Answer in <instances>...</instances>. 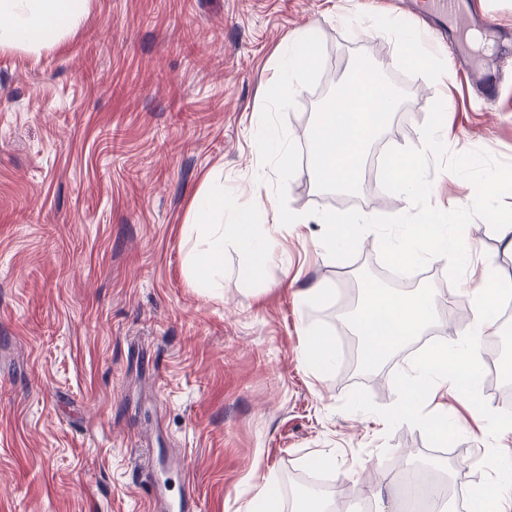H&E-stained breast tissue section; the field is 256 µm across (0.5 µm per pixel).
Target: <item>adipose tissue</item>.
<instances>
[{
	"label": "adipose tissue",
	"mask_w": 512,
	"mask_h": 512,
	"mask_svg": "<svg viewBox=\"0 0 512 512\" xmlns=\"http://www.w3.org/2000/svg\"><path fill=\"white\" fill-rule=\"evenodd\" d=\"M91 0H0V49L36 50L70 32L83 17ZM316 60L313 41L305 36L291 40L279 66V75L269 95L282 101L293 96L300 82L312 70ZM399 99L393 88L374 77L369 70L358 69L339 82L335 94L323 107L318 119L304 134L311 148V171L326 186L354 191L363 174L362 162L370 147L381 136ZM442 113H435L422 136L420 155L409 158L403 166L392 167L390 181L406 195L416 193L426 181L422 160L443 152L447 141ZM227 198L223 180H216L208 190L198 191L192 198V219L186 227L190 244L187 264L194 284L200 288L219 287L224 277V246L234 244L247 256L241 271L243 280L256 279L273 259L269 243L258 231L259 222L273 225L302 224L304 215L279 208L238 207L232 223H225ZM326 231L319 246L326 251L347 249L356 243L372 224L364 212L342 220L335 215L320 216ZM389 251L399 254L413 266L430 263L434 253L471 255L472 248L460 235L447 233L435 218L406 225L398 237L387 239ZM503 282L491 266L482 265L478 284L472 294L478 309L466 332L452 341L449 354H435L416 360L402 374V398L392 411V418L420 421L427 429H435V420L418 419L421 401L445 391H459L455 373L449 371L447 358L477 359L482 337L492 335L497 325L499 299ZM437 315V298L433 289L421 288L399 293L388 288L370 287L356 328L363 340L364 360L378 366L395 349L432 323Z\"/></svg>",
	"instance_id": "1"
}]
</instances>
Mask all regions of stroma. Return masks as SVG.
Masks as SVG:
<instances>
[{"instance_id":"1","label":"stroma","mask_w":512,"mask_h":512,"mask_svg":"<svg viewBox=\"0 0 512 512\" xmlns=\"http://www.w3.org/2000/svg\"><path fill=\"white\" fill-rule=\"evenodd\" d=\"M408 0H92L78 27L40 54L0 50V512H161L191 488L195 512H242L254 484L275 480L283 512L316 478L348 508L381 471L445 461L448 489L491 481L512 435L482 433L452 393L423 411L449 429L388 421L408 357L394 354L366 382L344 372L356 335L346 314L363 285L382 287L388 252L376 237L339 254L316 249L318 217L373 214L381 225L425 219L456 200L459 231L512 283V252L474 191L486 172L512 181V78L494 104L478 84L440 82L415 68L388 30ZM423 27L455 36L463 66L512 69V0H461ZM309 33L318 62L281 103L269 86L292 36ZM367 64L402 97L382 137L415 151L437 109L448 149L425 160L466 178L431 181L425 196L361 181L352 193L318 184L301 133L334 83ZM295 134L280 174L259 155L265 123ZM263 172L262 193L307 216L271 232L274 261L251 283L245 256L224 247V286L193 285L185 226L207 176L225 194ZM456 257L428 265L441 302L429 328L455 337L475 315ZM321 283L315 303L296 298ZM335 360L318 375L302 359L308 329Z\"/></svg>"}]
</instances>
